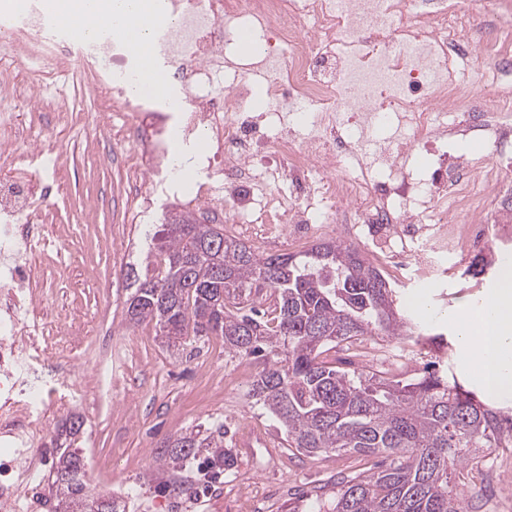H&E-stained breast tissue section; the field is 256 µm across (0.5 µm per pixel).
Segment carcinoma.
Returning <instances> with one entry per match:
<instances>
[{"mask_svg": "<svg viewBox=\"0 0 512 512\" xmlns=\"http://www.w3.org/2000/svg\"><path fill=\"white\" fill-rule=\"evenodd\" d=\"M145 274L134 276L129 321L155 323L167 347L224 338V352L263 355L250 396L283 426L299 453L382 455L336 482L334 512H465L464 470L481 448H512V412L489 406L454 379L430 373L403 381L346 369L329 352L364 336L404 346L449 347L397 310L394 289L356 245L336 240L296 254L262 257L190 212L164 217L150 237ZM178 469L200 455L233 466L224 426L180 433L167 445ZM79 449L59 446L52 464L53 512H120L93 494Z\"/></svg>", "mask_w": 512, "mask_h": 512, "instance_id": "obj_1", "label": "carcinoma"}]
</instances>
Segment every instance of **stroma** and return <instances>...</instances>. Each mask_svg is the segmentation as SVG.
<instances>
[{"label": "stroma", "instance_id": "1", "mask_svg": "<svg viewBox=\"0 0 512 512\" xmlns=\"http://www.w3.org/2000/svg\"><path fill=\"white\" fill-rule=\"evenodd\" d=\"M43 67L68 71L69 82L64 97H49L44 108L34 109L18 96L21 82L37 78L29 54L0 60V135L22 121L44 131L55 145L53 161L39 173L40 180L56 186L41 221L61 239L82 285L74 291L57 287L59 272L49 264L38 289L49 313L80 307L112 341L108 354L89 348L87 363L78 369L101 394L98 420L84 426L93 436L92 447L75 442L82 455L96 461L92 489L111 495L125 512H174V504L186 499L195 502L194 512H235V479L245 472L264 501L261 512H310L316 503L331 507L337 478L362 471L364 464L356 454L308 456L286 448L281 424L248 395L263 359L225 354L218 336L170 349L154 323H129L128 266L115 263L112 245L125 242L135 258H142L146 227L124 221L128 189L120 154L112 147L114 112L95 101V74L78 67L75 58H47ZM480 254L491 271L479 279L465 274L471 256L451 255L445 273L396 283L400 312L425 332L444 334L452 345L446 353L424 347L400 377H414L426 363L436 362L479 387L455 347L457 333L447 315L478 307L496 287L493 273L503 258H512V243L486 242ZM199 425L223 426L232 467L216 474L200 459L180 469L168 465V441ZM497 454L485 450L486 463L475 479L480 512H512V468L495 466Z\"/></svg>", "mask_w": 512, "mask_h": 512}]
</instances>
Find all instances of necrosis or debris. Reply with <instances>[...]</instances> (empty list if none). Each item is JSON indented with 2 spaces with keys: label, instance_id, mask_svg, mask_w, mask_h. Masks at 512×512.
I'll list each match as a JSON object with an SVG mask.
<instances>
[{
  "label": "necrosis or debris",
  "instance_id": "obj_1",
  "mask_svg": "<svg viewBox=\"0 0 512 512\" xmlns=\"http://www.w3.org/2000/svg\"><path fill=\"white\" fill-rule=\"evenodd\" d=\"M484 2L500 30L492 40L474 37L459 0H171L174 20L155 29L150 51L185 98L175 117L159 112L149 124L133 111L127 85L138 69L124 40L102 33L75 49L48 40L60 20L26 0L0 48L37 37L48 54L99 67L105 102L128 112L112 140L123 149L134 223L161 197L265 242L291 224L343 222L402 273L485 238L472 199H499L512 175V0ZM245 31L256 51L232 60L227 47ZM479 82L493 94L475 112ZM204 126L202 176L176 195L169 132L187 143ZM475 142L493 156L459 152ZM50 195L24 176L0 184V512H40L50 420L99 405L73 371L88 342L74 332L80 309L48 322L33 288L42 275L33 257L60 252L34 221Z\"/></svg>",
  "mask_w": 512,
  "mask_h": 512
}]
</instances>
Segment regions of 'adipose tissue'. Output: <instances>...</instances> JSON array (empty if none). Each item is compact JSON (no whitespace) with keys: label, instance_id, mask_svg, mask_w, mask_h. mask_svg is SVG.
I'll return each instance as SVG.
<instances>
[{"label":"adipose tissue","instance_id":"ef3b65f1","mask_svg":"<svg viewBox=\"0 0 512 512\" xmlns=\"http://www.w3.org/2000/svg\"><path fill=\"white\" fill-rule=\"evenodd\" d=\"M51 11L74 21V33L81 39L94 37L105 25L133 27V47L144 62L136 86L162 93L163 80L153 73L149 45L153 26L167 18L163 0H53ZM452 320L462 353L491 396L512 399V259L504 261L500 284L486 297L483 313H457Z\"/></svg>","mask_w":512,"mask_h":512}]
</instances>
